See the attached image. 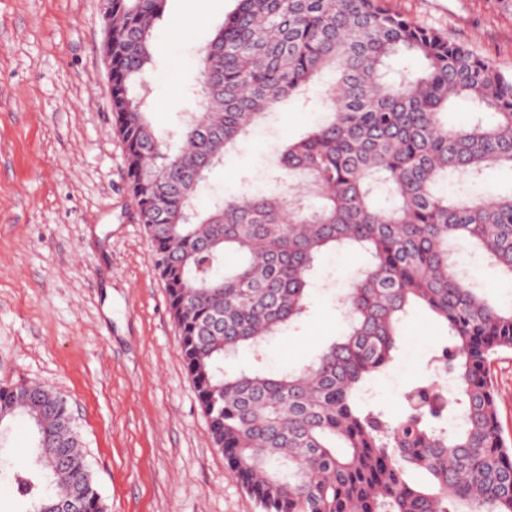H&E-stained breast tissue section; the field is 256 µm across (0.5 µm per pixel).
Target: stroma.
I'll use <instances>...</instances> for the list:
<instances>
[{
  "label": "stroma",
  "mask_w": 512,
  "mask_h": 512,
  "mask_svg": "<svg viewBox=\"0 0 512 512\" xmlns=\"http://www.w3.org/2000/svg\"><path fill=\"white\" fill-rule=\"evenodd\" d=\"M512 76V0H384ZM234 0H167L152 43L157 129L191 111L197 56ZM100 0H0V386L36 382L63 395L108 512H259L209 438L179 352L155 254L127 189L112 131ZM316 117L282 104L208 175L238 192L270 170L274 143ZM359 252L319 262L321 288L300 328L272 341L276 370L342 328L331 297L365 265ZM443 334L426 314L406 323L403 355L373 400L401 408ZM512 444V353L492 365Z\"/></svg>",
  "instance_id": "obj_1"
}]
</instances>
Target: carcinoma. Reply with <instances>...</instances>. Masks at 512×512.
Returning a JSON list of instances; mask_svg holds the SVG:
<instances>
[{
  "label": "carcinoma",
  "mask_w": 512,
  "mask_h": 512,
  "mask_svg": "<svg viewBox=\"0 0 512 512\" xmlns=\"http://www.w3.org/2000/svg\"><path fill=\"white\" fill-rule=\"evenodd\" d=\"M165 6L112 0L113 129L211 442L239 484L260 512H512V446L489 371L512 351V305L493 302L472 270L512 288V187L472 190L486 170H512V76L382 0H237L200 64L197 111L159 131L151 42ZM287 98L326 117L273 151V187L210 186L209 171ZM457 99L490 121L450 122ZM330 251L368 256L334 296L345 330L271 374L265 348L309 315ZM414 309L444 333L429 376L390 417L373 386ZM243 347L255 366L228 363ZM18 416L34 446L15 464L3 455ZM2 481L25 512L71 501L107 512L66 400L38 384L0 387Z\"/></svg>",
  "instance_id": "carcinoma-1"
}]
</instances>
